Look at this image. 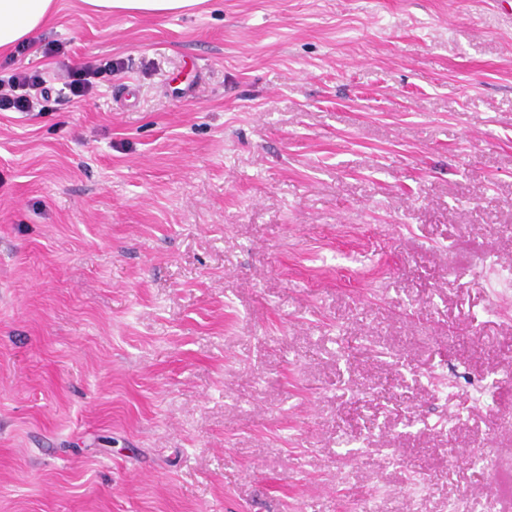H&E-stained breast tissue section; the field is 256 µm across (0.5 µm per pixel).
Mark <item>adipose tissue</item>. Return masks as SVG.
<instances>
[{
    "mask_svg": "<svg viewBox=\"0 0 512 512\" xmlns=\"http://www.w3.org/2000/svg\"><path fill=\"white\" fill-rule=\"evenodd\" d=\"M105 15L177 16L191 12L201 0H83ZM56 0H0V51L33 40L54 17Z\"/></svg>",
    "mask_w": 512,
    "mask_h": 512,
    "instance_id": "1",
    "label": "adipose tissue"
}]
</instances>
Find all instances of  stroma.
<instances>
[{
	"instance_id": "1",
	"label": "stroma",
	"mask_w": 512,
	"mask_h": 512,
	"mask_svg": "<svg viewBox=\"0 0 512 512\" xmlns=\"http://www.w3.org/2000/svg\"><path fill=\"white\" fill-rule=\"evenodd\" d=\"M57 4L0 75L117 70L0 112V512H512V15ZM93 12L105 15L177 16L189 13L203 0H83ZM112 75V61L104 64H84L67 68L59 75L63 89L71 99H80L91 95L97 88L101 77Z\"/></svg>"
}]
</instances>
